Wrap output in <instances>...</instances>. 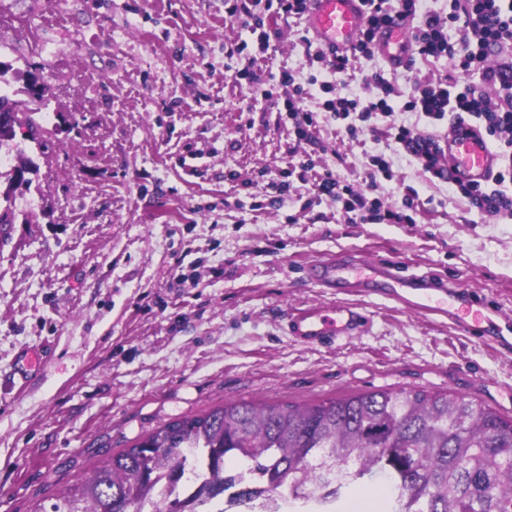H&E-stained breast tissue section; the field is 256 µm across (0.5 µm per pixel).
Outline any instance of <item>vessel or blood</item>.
I'll list each match as a JSON object with an SVG mask.
<instances>
[{"label": "vessel or blood", "mask_w": 512, "mask_h": 512, "mask_svg": "<svg viewBox=\"0 0 512 512\" xmlns=\"http://www.w3.org/2000/svg\"><path fill=\"white\" fill-rule=\"evenodd\" d=\"M311 29L326 49L351 48L364 25L365 13L360 0H311ZM377 46L390 68H402L410 52V29L405 25L381 29ZM448 160L451 177L482 184L500 164V155L485 135L472 123L460 122L456 130L440 143ZM310 277L326 288H359L401 305L413 313L441 314L453 320L462 332L511 352L512 341L496 335L490 325V308L478 299L463 300L455 285L437 286L426 276L403 274L394 265L355 260L332 261L312 265ZM368 322L366 314L349 305L311 306L291 314L288 333L309 345L330 346L336 341L361 334Z\"/></svg>", "instance_id": "b4317fda"}]
</instances>
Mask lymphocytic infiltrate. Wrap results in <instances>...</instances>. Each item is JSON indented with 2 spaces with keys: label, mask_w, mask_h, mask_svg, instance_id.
Segmentation results:
<instances>
[{
  "label": "lymphocytic infiltrate",
  "mask_w": 512,
  "mask_h": 512,
  "mask_svg": "<svg viewBox=\"0 0 512 512\" xmlns=\"http://www.w3.org/2000/svg\"><path fill=\"white\" fill-rule=\"evenodd\" d=\"M365 25L351 49L331 52L300 36L299 42L308 63V74L282 70L278 82L285 94L282 107L293 121L296 142L320 148L316 136L323 116L339 121L349 137L363 131L383 132L397 152L421 166L431 178L446 181L450 190L462 194L479 213L512 218V65L488 68V57L512 47V0H450L448 12L423 9L420 0H362ZM310 0H232L229 16L251 21L259 51H266L271 40L279 38V22L307 13ZM410 20L413 59L447 60L448 71L437 79L414 81L412 87L373 71L363 77L371 87L369 95H345L338 85L353 60L371 59L375 38L384 27L398 20ZM480 72L477 84L460 86L463 74ZM499 87L490 95L486 84ZM415 114L412 123H393L395 112ZM459 115L479 126L499 151L504 163L486 185L466 184L452 179L441 163L438 140L425 132L434 125ZM369 182L366 188L341 183L329 169L315 172L313 158L301 161L302 172H313L317 197L340 202L352 224L413 223L419 194L403 186L400 205L384 206L375 195L380 180H392V161L386 155L369 156Z\"/></svg>",
  "instance_id": "lymphocytic-infiltrate-1"
}]
</instances>
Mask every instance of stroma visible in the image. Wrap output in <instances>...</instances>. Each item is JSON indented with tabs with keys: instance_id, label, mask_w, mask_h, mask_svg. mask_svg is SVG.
Returning a JSON list of instances; mask_svg holds the SVG:
<instances>
[{
	"instance_id": "1",
	"label": "stroma",
	"mask_w": 512,
	"mask_h": 512,
	"mask_svg": "<svg viewBox=\"0 0 512 512\" xmlns=\"http://www.w3.org/2000/svg\"><path fill=\"white\" fill-rule=\"evenodd\" d=\"M31 24L50 54L32 53ZM308 29L292 19L257 58L273 95L276 75L301 67ZM0 37L50 76L49 112L78 121L45 154L27 148L39 179L15 206L37 221L0 243V512L47 510L106 453L230 401L450 390L512 418V357L447 319L307 276L350 253L394 259L512 319V220L399 157L380 196L395 205L414 186V223H346L291 176V123L238 78L256 44L225 0H0ZM317 137L323 163L356 186L367 155L388 150L332 122ZM284 181L287 199L270 206ZM341 301L364 309V334L332 347L289 336L291 310ZM34 353L38 373L10 388Z\"/></svg>"
}]
</instances>
